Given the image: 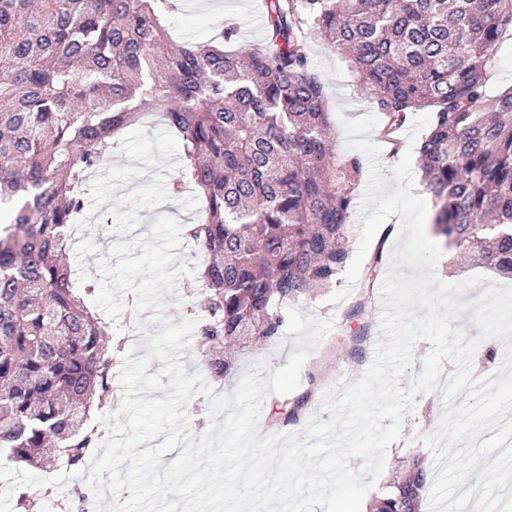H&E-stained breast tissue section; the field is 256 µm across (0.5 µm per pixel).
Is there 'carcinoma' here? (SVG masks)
Returning <instances> with one entry per match:
<instances>
[{
  "label": "carcinoma",
  "instance_id": "1",
  "mask_svg": "<svg viewBox=\"0 0 512 512\" xmlns=\"http://www.w3.org/2000/svg\"><path fill=\"white\" fill-rule=\"evenodd\" d=\"M169 0H0V459L85 467L90 419L112 393L111 323L87 309L62 260L90 171L133 124L164 107L203 200L190 229L204 282L197 336L224 357L281 334L280 306L329 288L345 267L361 171L331 146L327 90L308 37L363 78L383 133L431 108L419 148L433 230L472 266L512 279V92L483 91L512 0H264L262 42L172 41ZM370 284L348 313H370ZM407 476L370 512H420L429 473Z\"/></svg>",
  "mask_w": 512,
  "mask_h": 512
}]
</instances>
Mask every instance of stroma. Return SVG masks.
<instances>
[{"instance_id":"stroma-1","label":"stroma","mask_w":512,"mask_h":512,"mask_svg":"<svg viewBox=\"0 0 512 512\" xmlns=\"http://www.w3.org/2000/svg\"><path fill=\"white\" fill-rule=\"evenodd\" d=\"M225 22L238 23L240 27L237 47L246 51L260 43L264 31L263 0H174L169 17V32L174 40L211 41L218 34V27ZM307 53L312 68L321 76L328 94V112L335 132V150L339 158L358 156V149L350 147L344 123L366 115H375L372 97L362 78L350 68L347 60L324 41L311 39L307 42ZM486 94L495 98L512 90V37L503 36L497 53L486 67ZM429 110L411 113L405 126L394 140L384 138L379 127H372L368 140L378 147V165L386 190L396 186L394 171L404 155L417 151L429 126ZM182 144L168 133L158 107L144 111L138 121L119 133L116 152L104 164L105 177L96 181L95 189L86 199V212L106 213L112 219L109 230H102L100 223L84 224L81 242L68 245L67 258L76 275L77 282H98V273L90 272V265L98 258L107 256L113 242H128L146 238L153 223L160 217H171L180 223L189 224L199 217L201 204L191 194L185 193L171 198L167 185L171 178H188L189 172L181 162ZM386 230L385 241H371V248H382L383 265L373 282V299L376 303L369 315L370 335L365 343L363 355L351 357L347 340L359 330L358 321L349 319L353 297L340 303H332L334 290L343 289L345 277H338L334 288L318 290L311 297L295 301L294 306L302 315L330 322V329L310 351L300 374V383L295 396L309 395L307 408L295 422L277 427L272 423V408L280 401L277 393L263 398L256 424L259 438L276 435L303 434L311 420L329 421L331 414L323 406L327 392L338 391L343 386L360 381L374 362L378 346L386 339L382 330V314L377 306L381 301V289L390 272L410 275L406 263L396 262L403 231V220L391 215L382 225ZM179 263L184 267L172 293L165 295L166 314L174 322L194 316L195 290L189 289L193 269L199 260L189 237H182L176 251ZM434 274L446 283H465L471 277H481L480 285L467 287L460 300L462 309L452 321L453 328L467 337L478 336L473 307L490 288H511L512 280L499 277L490 269L469 267L463 264L455 251L441 248ZM295 342L291 335L281 334L261 348L239 355L231 375L218 381L209 377L203 365L197 338H190L183 361L187 374H199L208 387L207 392L193 394L184 406L186 425L192 438L202 437L209 429L211 418V395L230 397L235 394L248 374L267 379L276 369L287 364ZM446 413L438 400L436 391L416 395L411 411L406 415L402 434L392 442L385 455L384 468L373 486L366 493L365 502L389 492L390 486L404 471L406 460L419 458L425 465H432L433 455L426 446L425 437L435 434ZM5 476L17 486L30 490L29 512H48L50 502L39 486L47 479H56L61 485L73 488L85 486L88 470L56 475L47 471L27 470L16 466L0 468Z\"/></svg>"}]
</instances>
